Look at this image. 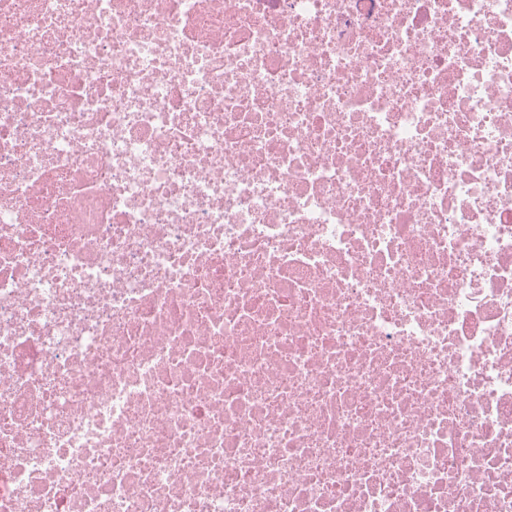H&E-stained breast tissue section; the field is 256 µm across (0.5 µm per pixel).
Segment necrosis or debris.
I'll return each instance as SVG.
<instances>
[{
	"instance_id": "obj_1",
	"label": "necrosis or debris",
	"mask_w": 512,
	"mask_h": 512,
	"mask_svg": "<svg viewBox=\"0 0 512 512\" xmlns=\"http://www.w3.org/2000/svg\"><path fill=\"white\" fill-rule=\"evenodd\" d=\"M0 512H512V0H0Z\"/></svg>"
}]
</instances>
